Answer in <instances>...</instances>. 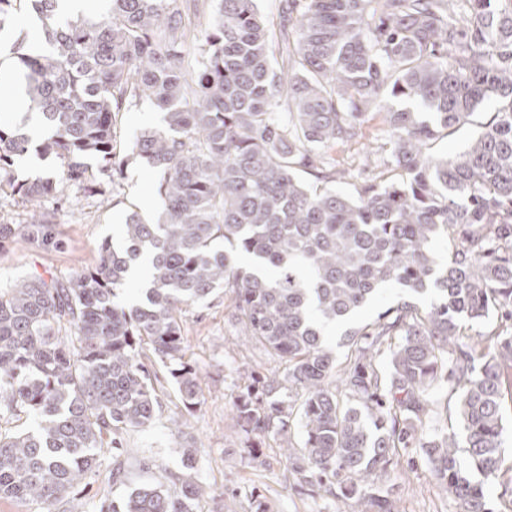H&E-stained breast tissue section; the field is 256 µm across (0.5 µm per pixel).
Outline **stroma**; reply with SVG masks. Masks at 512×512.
I'll list each match as a JSON object with an SVG mask.
<instances>
[{
    "instance_id": "stroma-1",
    "label": "stroma",
    "mask_w": 512,
    "mask_h": 512,
    "mask_svg": "<svg viewBox=\"0 0 512 512\" xmlns=\"http://www.w3.org/2000/svg\"><path fill=\"white\" fill-rule=\"evenodd\" d=\"M162 113L148 102L132 104L120 114L115 137L126 145L142 129L162 124ZM339 161L348 169L337 189L354 193L365 179L383 168L382 154L364 158L361 145H353ZM151 171L130 161L122 178H101L96 193L69 183L60 195L44 198L43 210L53 221L41 230L29 222L32 207L19 196H0V225L11 233L0 238V289L19 279L42 275L68 279L94 267L103 242L119 243L130 210L150 216L160 210ZM229 295L216 293L188 308L183 317L186 358L201 376L205 403L186 425L174 427L183 415L182 403L169 373L155 364L160 410L150 427L128 431L121 457L123 476L112 480V453L102 450L96 474L80 485L84 506L106 493L120 496L144 482H168L184 471L179 448L188 439L200 446L195 476L204 487L202 512H352L350 501L313 496L297 487L277 437L246 438L231 416L234 395L252 381L253 373L283 372V364L258 343L242 341L232 318ZM503 456L500 477L487 483L494 512H512V400L503 402ZM377 484L388 490L398 512H460L458 504L428 474L426 466L409 470L399 458L380 473Z\"/></svg>"
}]
</instances>
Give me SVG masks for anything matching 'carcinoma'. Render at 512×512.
<instances>
[{
    "label": "carcinoma",
    "instance_id": "carcinoma-1",
    "mask_svg": "<svg viewBox=\"0 0 512 512\" xmlns=\"http://www.w3.org/2000/svg\"><path fill=\"white\" fill-rule=\"evenodd\" d=\"M23 1L41 22L42 49L15 44L47 131L38 151L64 165L18 179L31 137L0 125V192L37 203L70 182L119 178L134 159L163 209L154 222L130 211L123 247L104 243L74 279L0 289V418L33 422L0 432V499L55 512L101 449L153 423L145 348L168 365L187 412L200 409L182 317L223 288L241 332L286 364L284 380L260 376L236 394L233 419L278 435L300 486L351 500L353 512H395L369 477L417 448L461 512H493L459 464L457 433L426 437L422 426L432 387L448 383L473 468L497 477L512 381V0H281L275 28L256 0H218L195 34L183 0H110L94 20L59 13L58 0H0V26ZM386 99L411 107L384 113V170L354 195L307 184L304 174H344L331 152L364 137ZM141 100L163 124L123 150L118 116ZM490 100L496 112L466 149L429 152ZM88 157L101 159L98 172ZM444 233L440 264L433 244ZM141 264L145 299L117 304ZM387 286L398 299L345 331L350 360L338 367L326 326ZM430 292L436 301L421 304ZM492 316L498 325L475 345L462 342L464 323ZM284 381L297 396L288 403ZM180 454L181 478L105 495L93 512H193L204 495L190 474L198 448L187 440Z\"/></svg>",
    "mask_w": 512,
    "mask_h": 512
}]
</instances>
